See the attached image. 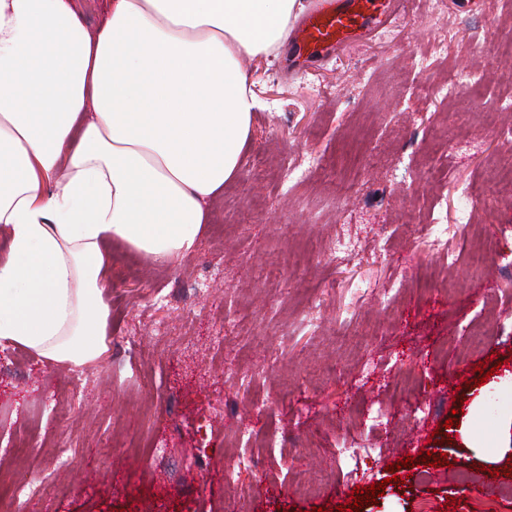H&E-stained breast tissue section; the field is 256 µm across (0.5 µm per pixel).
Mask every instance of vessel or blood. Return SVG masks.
I'll return each mask as SVG.
<instances>
[{
    "instance_id": "vessel-or-blood-1",
    "label": "vessel or blood",
    "mask_w": 512,
    "mask_h": 512,
    "mask_svg": "<svg viewBox=\"0 0 512 512\" xmlns=\"http://www.w3.org/2000/svg\"><path fill=\"white\" fill-rule=\"evenodd\" d=\"M402 0H312L288 40L289 67L316 66L345 43L386 29Z\"/></svg>"
}]
</instances>
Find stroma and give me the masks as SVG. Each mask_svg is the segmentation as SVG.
Segmentation results:
<instances>
[{"label": "stroma", "instance_id": "stroma-1", "mask_svg": "<svg viewBox=\"0 0 512 512\" xmlns=\"http://www.w3.org/2000/svg\"><path fill=\"white\" fill-rule=\"evenodd\" d=\"M510 15L512 0H408L389 30L294 75L279 56L243 59L265 107L197 250L161 264L112 246L107 339L121 354L71 368L0 349V467L40 490L19 512H333L381 481L363 512H512V392L472 383L481 362L512 372V199L484 173L512 152L485 117L512 122L493 54ZM451 80L482 99L419 93ZM471 224L491 251L480 268L457 235ZM448 419L470 421L482 451L458 433L436 443ZM245 430L272 444L237 441L261 470L225 479V442ZM149 436L165 458L135 450ZM350 447L371 454L340 456ZM414 452L447 460L389 481Z\"/></svg>", "mask_w": 512, "mask_h": 512}]
</instances>
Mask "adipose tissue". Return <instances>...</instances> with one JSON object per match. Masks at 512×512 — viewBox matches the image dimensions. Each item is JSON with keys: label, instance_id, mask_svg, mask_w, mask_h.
<instances>
[{"label": "adipose tissue", "instance_id": "adipose-tissue-1", "mask_svg": "<svg viewBox=\"0 0 512 512\" xmlns=\"http://www.w3.org/2000/svg\"><path fill=\"white\" fill-rule=\"evenodd\" d=\"M0 0V346L81 367L108 351L118 241L191 255L240 173L263 103L244 58L277 55L303 0ZM79 12L84 24L90 30H96L102 23L105 4L102 0H77Z\"/></svg>", "mask_w": 512, "mask_h": 512}]
</instances>
